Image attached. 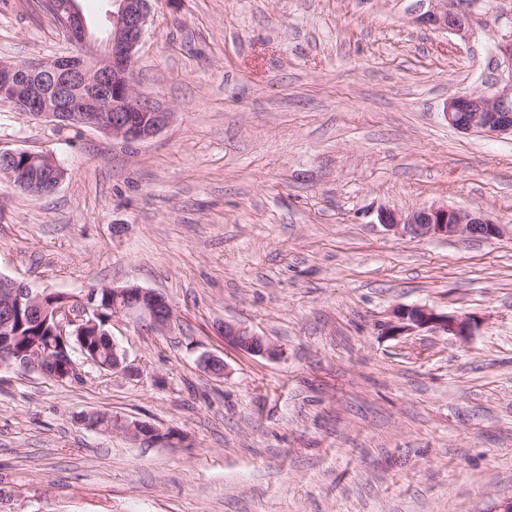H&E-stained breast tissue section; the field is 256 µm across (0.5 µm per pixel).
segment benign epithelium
<instances>
[{
  "mask_svg": "<svg viewBox=\"0 0 512 512\" xmlns=\"http://www.w3.org/2000/svg\"><path fill=\"white\" fill-rule=\"evenodd\" d=\"M154 0H112L111 29L104 46H99L89 33L77 0H61L57 12L67 39L80 47V52L60 54L52 59L19 63L0 62V104L17 112L60 125L78 123L126 141L153 137L164 130L173 113L161 101L144 95L135 75L138 48L149 23ZM419 22L455 34L468 41L484 29L489 31L494 46L491 83L485 91L448 99L444 116L448 125L465 133L488 137L512 138V0H500L497 6L482 12L471 0H432L431 9ZM27 162L8 171L10 179L21 189L45 194L57 188L66 170L50 154L25 152ZM378 221L388 232L411 233L421 237L497 238L512 235L511 224H499L486 215L447 205L399 212L383 209ZM112 300V315L136 316L156 330L168 327L172 308L166 298L155 291L138 286L121 288L103 286ZM47 294L0 277V357L8 363L30 368L53 359V347L37 343L26 351L27 357L14 360L17 333L12 331L15 312L24 308L38 313L39 320L53 321L58 347L70 346V336L97 326L99 311L86 316L84 300L76 299L80 311L72 310L69 296H63L60 307L46 306ZM474 319L466 315H450L428 306L394 308L383 324L391 336L411 335L430 329L463 341L473 335ZM224 343L250 355L276 359L280 347L268 337L248 327L224 322ZM112 361L99 359L94 364L102 369L134 375L126 365L118 345L110 343ZM112 429L124 433L134 442H170L172 436L153 425L124 417L111 418Z\"/></svg>",
  "mask_w": 512,
  "mask_h": 512,
  "instance_id": "obj_1",
  "label": "benign epithelium"
}]
</instances>
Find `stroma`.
I'll return each mask as SVG.
<instances>
[{
    "label": "stroma",
    "instance_id": "35a3bbf8",
    "mask_svg": "<svg viewBox=\"0 0 512 512\" xmlns=\"http://www.w3.org/2000/svg\"><path fill=\"white\" fill-rule=\"evenodd\" d=\"M431 0H156L140 88L174 114L127 143L0 105V152L52 154L44 196L0 175V276L164 294L168 328L108 330L135 376L0 367V512H494L512 497V236L420 238L390 209L512 225V140L443 116L491 42L417 23ZM70 45L0 0V61ZM475 318L462 341L382 334L398 306ZM235 321L282 348L225 344ZM223 360L217 376L201 355ZM146 421L153 446L80 413Z\"/></svg>",
    "mask_w": 512,
    "mask_h": 512
}]
</instances>
